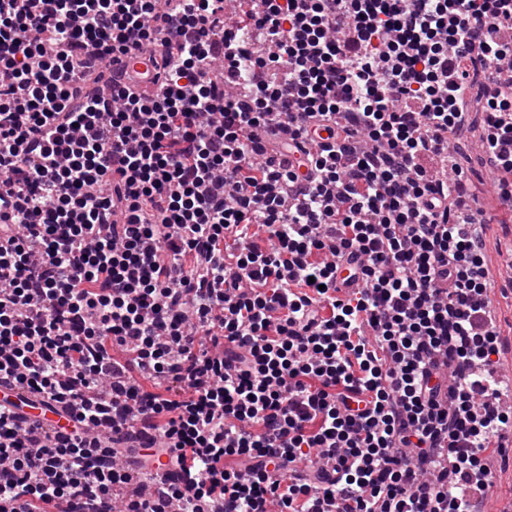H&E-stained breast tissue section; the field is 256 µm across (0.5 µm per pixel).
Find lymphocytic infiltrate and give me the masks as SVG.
<instances>
[{"instance_id": "1", "label": "lymphocytic infiltrate", "mask_w": 512, "mask_h": 512, "mask_svg": "<svg viewBox=\"0 0 512 512\" xmlns=\"http://www.w3.org/2000/svg\"><path fill=\"white\" fill-rule=\"evenodd\" d=\"M224 12L0 0V381L74 414L0 404V512H476L512 412L448 145L480 101L512 201V0ZM127 71L134 77L138 90L151 94L158 85L159 75L155 57L149 53L137 54L126 60ZM5 400H26L28 404L24 406V411L27 417L39 422L50 435L62 432L71 424L67 415L49 411L32 394L25 392L24 388L15 383L0 385V402L3 403Z\"/></svg>"}]
</instances>
